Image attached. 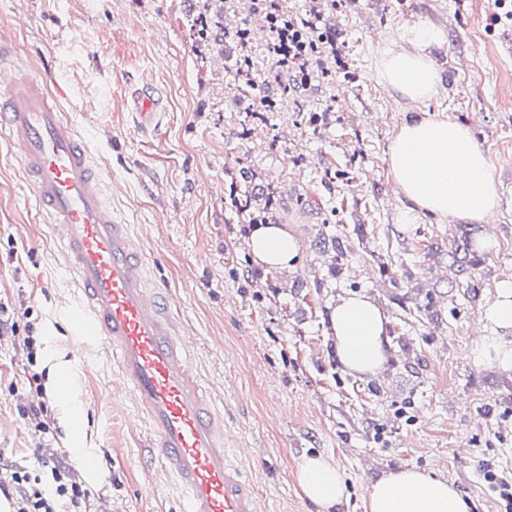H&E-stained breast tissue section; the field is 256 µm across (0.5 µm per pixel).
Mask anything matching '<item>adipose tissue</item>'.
Masks as SVG:
<instances>
[{
	"label": "adipose tissue",
	"mask_w": 512,
	"mask_h": 512,
	"mask_svg": "<svg viewBox=\"0 0 512 512\" xmlns=\"http://www.w3.org/2000/svg\"><path fill=\"white\" fill-rule=\"evenodd\" d=\"M411 50L383 49L378 74L396 93L426 100L439 82V73L426 53L443 43L441 31L418 24L406 28ZM390 166L408 200L402 221L419 215L479 221L497 206L498 191L491 163L475 144L468 127L451 120L417 116L407 121L390 146ZM255 260L265 267H292L299 244L284 224H265L251 234ZM387 317L367 296L341 298L330 313L340 360L349 371L372 374L387 357ZM304 495L318 512H336L348 498L345 480L327 458L304 457L298 468ZM366 512H469L462 494L447 480L408 467L388 473L366 491Z\"/></svg>",
	"instance_id": "1"
}]
</instances>
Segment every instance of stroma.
<instances>
[{"instance_id":"obj_1","label":"stroma","mask_w":512,"mask_h":512,"mask_svg":"<svg viewBox=\"0 0 512 512\" xmlns=\"http://www.w3.org/2000/svg\"><path fill=\"white\" fill-rule=\"evenodd\" d=\"M187 0H0V32L13 36L22 63L49 70L67 93L63 109L90 140L97 161L125 181L113 206L132 224L151 271L193 329L197 364L235 432L233 447L272 512H316L298 485L300 460L320 454L342 471L350 496L339 512H365V490L388 472L416 467L447 479L470 512H496L480 476L486 464L512 473V369L475 361L479 338L497 336L485 318L499 282L512 277V21H494L495 0H346L322 10L328 68L347 64L332 87L313 86L311 111L267 112L247 139L236 135L239 95L226 59L198 53ZM425 23L445 41L429 51L440 81L424 104L437 118L468 124L488 157L499 203L482 221L476 299L449 292L456 272L448 242L454 221L403 224L405 205L388 147L412 104L381 82L379 52L403 49V30ZM159 101L158 132L137 133L132 95ZM248 167L281 203L268 223L288 225L299 242L287 270L256 264L251 225L225 204L233 176ZM342 236L354 250L332 276L318 235ZM436 250H427L428 242ZM408 292L435 289L437 316L405 323L391 300L399 275ZM328 287L316 291L315 281ZM388 315L391 342L380 375H354L339 362L328 309L350 289ZM78 291L39 214L17 154L0 133V306L19 325L41 327L46 346L29 364L18 337L0 335V458L29 465L36 451L65 467L87 490L80 512H182L171 480L147 465L133 430L109 395L115 367L107 349L76 354L68 312ZM69 374V403L53 381ZM46 390L48 433L18 413ZM83 412L73 429L68 404Z\"/></svg>"}]
</instances>
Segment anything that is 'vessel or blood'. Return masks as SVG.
<instances>
[{
  "label": "vessel or blood",
  "instance_id": "1",
  "mask_svg": "<svg viewBox=\"0 0 512 512\" xmlns=\"http://www.w3.org/2000/svg\"><path fill=\"white\" fill-rule=\"evenodd\" d=\"M63 96L0 41V130L18 152L78 287L72 333L79 345L111 352L113 396L149 432L151 457L172 476L184 512H262L173 303L150 282L131 225L112 207L113 185L66 118Z\"/></svg>",
  "mask_w": 512,
  "mask_h": 512
}]
</instances>
